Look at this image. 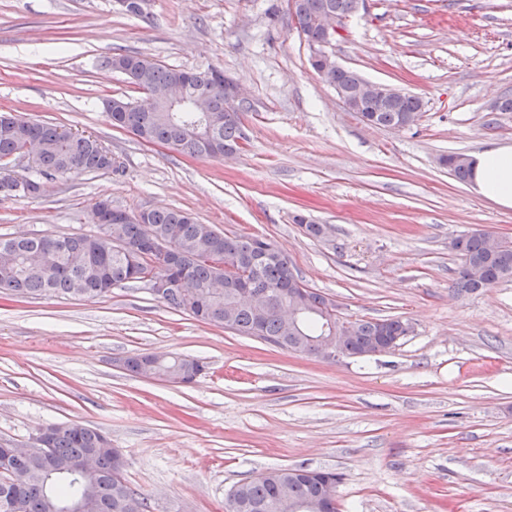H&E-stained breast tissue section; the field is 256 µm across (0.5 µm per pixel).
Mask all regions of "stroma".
<instances>
[{"label":"stroma","instance_id":"obj_1","mask_svg":"<svg viewBox=\"0 0 512 512\" xmlns=\"http://www.w3.org/2000/svg\"><path fill=\"white\" fill-rule=\"evenodd\" d=\"M364 79L422 98L418 123L371 127L309 64L287 0H0V111L90 135L117 171L0 199V237L96 231V201L188 211L267 239L341 316L401 318L395 350L328 361L170 309L143 283L99 299L0 294V444L79 421L112 438L153 512H224L272 469L342 474L339 512H512V280L458 293L449 242L512 210L470 191L442 156L512 144V0H365L329 47ZM217 68L245 93L241 149L191 157L113 126L103 98L141 93L102 57ZM329 225L324 239L294 218ZM172 354L187 386L113 359ZM166 356L165 354H162ZM154 359L161 361L159 357ZM204 368L202 362L196 358L188 356H166L165 359L159 363L157 370L161 376L164 377H180L183 384H190L195 376L200 373Z\"/></svg>","mask_w":512,"mask_h":512}]
</instances>
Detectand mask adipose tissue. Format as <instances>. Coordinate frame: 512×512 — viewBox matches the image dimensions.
I'll return each mask as SVG.
<instances>
[{"label":"adipose tissue","instance_id":"1","mask_svg":"<svg viewBox=\"0 0 512 512\" xmlns=\"http://www.w3.org/2000/svg\"><path fill=\"white\" fill-rule=\"evenodd\" d=\"M471 167V190L512 210V145H494L474 154Z\"/></svg>","mask_w":512,"mask_h":512}]
</instances>
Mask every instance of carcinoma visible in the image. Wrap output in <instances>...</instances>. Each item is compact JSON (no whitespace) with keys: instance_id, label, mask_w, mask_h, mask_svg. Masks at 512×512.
Returning <instances> with one entry per match:
<instances>
[{"instance_id":"cac0c4a2","label":"carcinoma","mask_w":512,"mask_h":512,"mask_svg":"<svg viewBox=\"0 0 512 512\" xmlns=\"http://www.w3.org/2000/svg\"><path fill=\"white\" fill-rule=\"evenodd\" d=\"M355 0H293V14L298 18L300 32L309 48L323 41L324 33L316 19L330 13L347 17L354 10ZM102 64L125 69V76L138 89L149 93L183 84L190 95L197 97L209 108L207 112H161L154 107L128 112L134 104L129 98L112 97L103 100V109L117 126L125 119L149 138L170 145L190 156L208 157L207 142L193 132L198 128L209 130L210 139L220 143L224 152L232 154L239 149L242 139L240 119L224 112V94L217 69L184 70L152 62L138 54H115L102 60ZM322 79L325 83L355 97L362 77L346 68H329ZM419 96L402 92L393 99L380 103L362 101L361 120L373 127L398 129L406 119L423 112ZM12 128L0 132V169L32 143L37 147V158L28 174L22 176L26 194L32 198L42 196L47 184L55 180L60 171L74 170L78 174L98 173L111 159L110 151L91 136L68 132L58 125L32 122L9 112L0 113V125ZM448 171L456 179L467 181L470 166L456 159V155L443 157ZM108 228L89 234L62 236H31L28 238L0 237V290L22 297L57 296L80 299L104 298L112 288L129 282H141L143 277L157 270H168L182 278L185 287L173 288L162 298L168 307L188 314L207 324L228 325V329L242 336H258L260 341L290 343L293 332L287 330L277 313V306L289 298L292 289H300L299 298L309 310L300 324L301 351H306L308 336L323 332L324 317L336 318V303L328 296L308 287L283 253L266 240L250 235H226L210 224H202L192 214L170 208L142 210L121 221H106ZM172 238L178 260H169L155 253L146 242V236ZM491 231L474 229L456 237L451 249L460 258L455 288L464 293H475L505 280H512V242L492 253L487 246ZM122 239L127 248L137 254L136 264L125 256L113 252L112 239ZM251 263L248 278L252 287L273 293L274 303L269 308L234 305V293L210 295L206 289L221 275L217 263L229 259ZM352 331L343 341V351L350 357H367L381 338L401 341L407 336L408 322L400 318L355 319L350 321ZM204 368L202 362L188 356H167L157 370L164 377H179L190 384ZM100 430L78 422L53 425L48 447L56 460L65 464L80 462L97 447ZM96 501L105 505L106 512H126V500H137V512H152L150 498L130 487L125 478L116 479L109 452L98 462ZM43 462L30 455L13 460L16 481L23 486V512H50V501L63 502L77 492L65 481L45 485ZM300 468L277 469L257 478L239 482L231 491L238 503L237 512H289L288 505L306 496L315 495L325 487H336V473L313 471V477L298 474Z\"/></svg>"}]
</instances>
